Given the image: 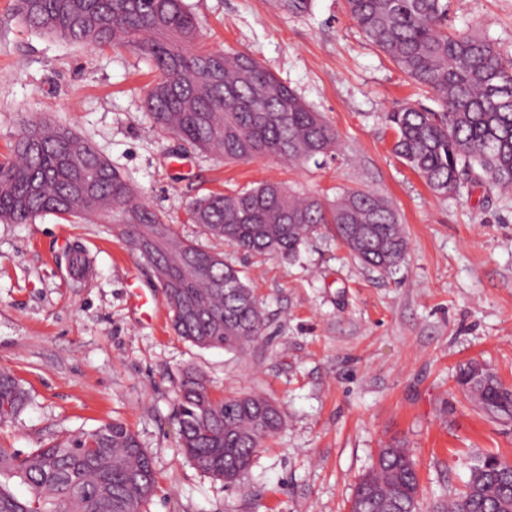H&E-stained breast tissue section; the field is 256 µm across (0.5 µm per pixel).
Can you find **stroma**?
I'll list each match as a JSON object with an SVG mask.
<instances>
[{
	"instance_id": "1",
	"label": "stroma",
	"mask_w": 512,
	"mask_h": 512,
	"mask_svg": "<svg viewBox=\"0 0 512 512\" xmlns=\"http://www.w3.org/2000/svg\"><path fill=\"white\" fill-rule=\"evenodd\" d=\"M184 3L201 45L252 54L323 113L336 153L285 165L184 150L143 107L145 86L160 77L147 58L36 32L15 0H0V161L28 120L70 128L181 239L241 270L262 303L263 335L232 351L177 336L162 288L110 225L52 213L0 222V371L29 394L19 417L0 425V446L26 453L120 421L157 473L142 512H349L356 483L391 443L413 456L422 512H432L458 497L474 458L512 461V422L456 383L475 362L512 387V192L441 197L392 153L385 113L434 102L366 40L344 0H310L298 14L280 0ZM448 25L512 52V0H452ZM265 181L330 201L375 193L399 216L404 259L389 272L365 266L326 224L283 261L188 222L193 199ZM75 250L84 269L71 266ZM188 368L221 396L256 394L284 414L237 486L179 450L177 387Z\"/></svg>"
}]
</instances>
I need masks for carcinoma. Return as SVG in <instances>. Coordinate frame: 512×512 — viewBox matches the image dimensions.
I'll list each match as a JSON object with an SVG mask.
<instances>
[{"label": "carcinoma", "instance_id": "obj_1", "mask_svg": "<svg viewBox=\"0 0 512 512\" xmlns=\"http://www.w3.org/2000/svg\"><path fill=\"white\" fill-rule=\"evenodd\" d=\"M451 0H345L366 38L439 106L386 113L392 152L441 196L461 189H512V52L473 32L448 29ZM27 26L91 48H132L160 79L144 108L154 124L186 145L229 162L270 156L299 163L335 151L336 132L321 113L252 55L198 44L183 0H17ZM95 217L132 242L163 289L173 331L203 348L233 350L258 341L259 299L241 271L215 252L180 239L166 216L145 203L89 142L43 120L27 122L12 156L0 163V221L24 224L43 213ZM187 219L238 248L293 261L322 224L362 262L383 271L403 259L406 239L395 210L370 191L332 204L277 182L192 201ZM476 364L457 383L485 410L512 419V388ZM27 401L22 384L0 371V424ZM180 450L209 477L237 483L262 441L283 424L279 408L257 395L217 398L192 369L178 387ZM26 485L16 497L12 479ZM156 473L124 423L21 454L0 447V512H140ZM441 512H512V465L493 454L470 466L465 490ZM350 512H420L416 463L403 448L378 450L358 482Z\"/></svg>", "mask_w": 512, "mask_h": 512}]
</instances>
